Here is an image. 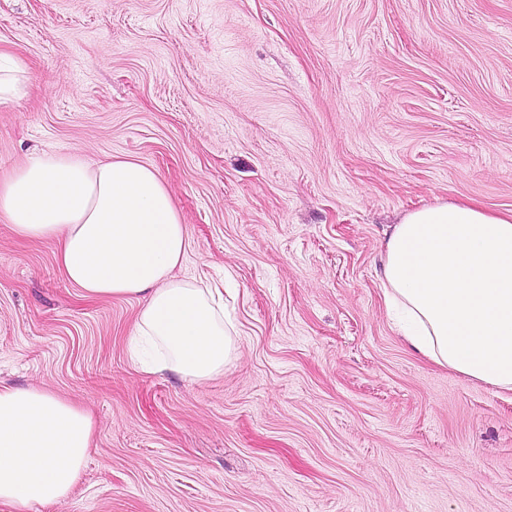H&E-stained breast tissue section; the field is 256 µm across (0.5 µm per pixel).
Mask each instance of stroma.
I'll return each instance as SVG.
<instances>
[{"mask_svg":"<svg viewBox=\"0 0 512 512\" xmlns=\"http://www.w3.org/2000/svg\"><path fill=\"white\" fill-rule=\"evenodd\" d=\"M35 152L156 167L175 273L225 288L240 357L130 360L138 303L83 298L0 219V386L89 412L71 492L28 512H512V393L413 353L379 283L393 224L512 210V0H0Z\"/></svg>","mask_w":512,"mask_h":512,"instance_id":"stroma-1","label":"stroma"}]
</instances>
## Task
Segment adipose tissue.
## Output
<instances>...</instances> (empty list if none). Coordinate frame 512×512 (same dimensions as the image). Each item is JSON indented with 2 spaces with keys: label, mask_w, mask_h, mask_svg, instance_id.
I'll list each match as a JSON object with an SVG mask.
<instances>
[{
  "label": "adipose tissue",
  "mask_w": 512,
  "mask_h": 512,
  "mask_svg": "<svg viewBox=\"0 0 512 512\" xmlns=\"http://www.w3.org/2000/svg\"><path fill=\"white\" fill-rule=\"evenodd\" d=\"M0 217L19 236L53 240L61 272L84 297L139 302L128 349L143 371L200 383L239 358L214 288L173 274L189 233L153 166L37 154L0 179ZM380 280L387 313L413 350L512 392V210L438 202L406 213L387 235ZM93 437L92 416L73 402L0 387V503L26 512L65 498Z\"/></svg>",
  "instance_id": "ef3b65f1"
}]
</instances>
